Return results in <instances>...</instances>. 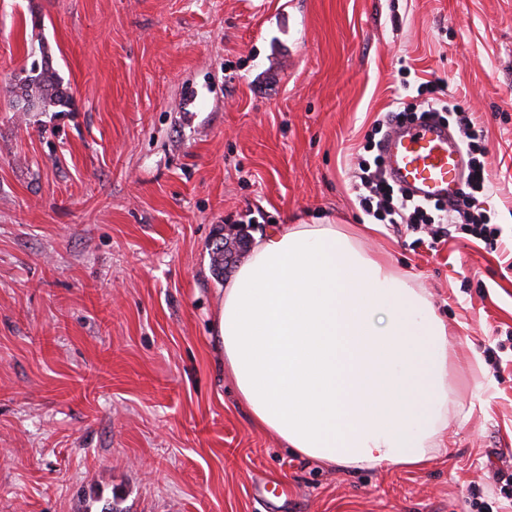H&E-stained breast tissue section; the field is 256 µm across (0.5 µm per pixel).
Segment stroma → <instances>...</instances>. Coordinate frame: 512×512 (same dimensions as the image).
Returning <instances> with one entry per match:
<instances>
[{"label":"stroma","instance_id":"35a3bbf8","mask_svg":"<svg viewBox=\"0 0 512 512\" xmlns=\"http://www.w3.org/2000/svg\"><path fill=\"white\" fill-rule=\"evenodd\" d=\"M43 45L72 107L15 111ZM437 78L512 236V0H0V512H512V269L485 243L361 239L456 332L468 416L418 469L290 452L215 329L225 225L368 223L350 172ZM246 252L232 249L224 254V235L220 240H215L211 247V260L213 273L219 277L224 275V259L226 262L235 263L244 258Z\"/></svg>","mask_w":512,"mask_h":512}]
</instances>
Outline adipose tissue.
Instances as JSON below:
<instances>
[{"mask_svg":"<svg viewBox=\"0 0 512 512\" xmlns=\"http://www.w3.org/2000/svg\"><path fill=\"white\" fill-rule=\"evenodd\" d=\"M218 331L254 422L321 463L420 467L461 416L447 321L336 225L257 236L224 286Z\"/></svg>","mask_w":512,"mask_h":512,"instance_id":"1","label":"adipose tissue"}]
</instances>
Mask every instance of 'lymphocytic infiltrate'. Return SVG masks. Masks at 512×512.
I'll return each instance as SVG.
<instances>
[{"label":"lymphocytic infiltrate","instance_id":"1","mask_svg":"<svg viewBox=\"0 0 512 512\" xmlns=\"http://www.w3.org/2000/svg\"><path fill=\"white\" fill-rule=\"evenodd\" d=\"M446 86L441 81L419 84L417 94L424 104L437 112H455L453 104L446 99ZM462 145L469 159L468 193L445 204H416L406 199L399 188L384 175L380 158L360 159L355 172L353 189L359 204L367 216L384 224L404 225L415 235H426L431 245L445 242L449 228L461 225L474 239L488 242L501 237L498 225L492 224L483 208L480 196L489 185V174L478 153L484 134L471 113L455 112Z\"/></svg>","mask_w":512,"mask_h":512}]
</instances>
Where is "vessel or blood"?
Wrapping results in <instances>:
<instances>
[{
	"mask_svg": "<svg viewBox=\"0 0 512 512\" xmlns=\"http://www.w3.org/2000/svg\"><path fill=\"white\" fill-rule=\"evenodd\" d=\"M381 155L391 178L419 203L452 199L467 176L456 133L435 118L391 126Z\"/></svg>",
	"mask_w": 512,
	"mask_h": 512,
	"instance_id": "vessel-or-blood-1",
	"label": "vessel or blood"
}]
</instances>
